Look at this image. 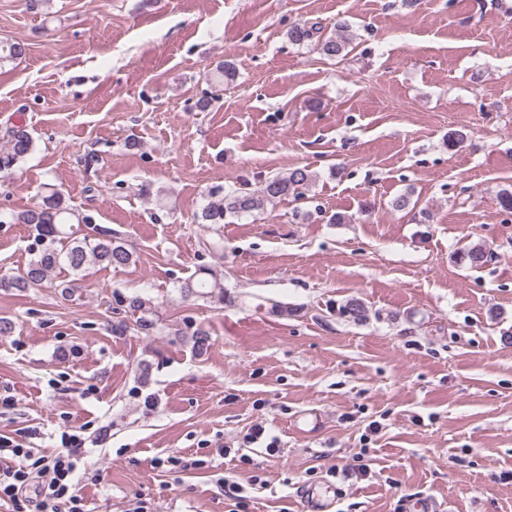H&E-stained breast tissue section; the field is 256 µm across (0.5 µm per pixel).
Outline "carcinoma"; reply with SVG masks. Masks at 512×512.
Segmentation results:
<instances>
[{
    "label": "carcinoma",
    "mask_w": 512,
    "mask_h": 512,
    "mask_svg": "<svg viewBox=\"0 0 512 512\" xmlns=\"http://www.w3.org/2000/svg\"><path fill=\"white\" fill-rule=\"evenodd\" d=\"M347 29L345 25L336 30V34L324 37L319 23L303 22L288 30V39L298 46L315 41L325 56L339 57L351 43ZM25 52V46L19 42L0 40V64L13 61ZM8 135L7 146L0 149L1 173L16 169L34 150L33 137L25 126L12 127ZM315 177L316 174L305 167L294 168L286 175L267 178L256 192L212 190L206 196L197 221L217 231L244 215L264 209L276 199L304 197ZM0 223L27 225L37 245L33 258L22 270L0 277V288L35 291L44 287L51 274L58 270L67 273L59 287L72 291L83 273L93 265L119 269L133 262V251L118 241L112 230L99 226L93 214L68 207L60 192L53 188L41 194L39 200L25 211L0 214ZM76 224L84 225L90 232L79 233L73 229ZM491 260L492 255L480 245L470 246L459 254V261L472 268L481 267ZM179 290L186 299L205 297L218 304L224 303V281L207 267L198 269L183 280ZM128 309L135 314L136 332L149 336L157 331L158 319L151 300L132 296L128 299Z\"/></svg>",
    "instance_id": "cac0c4a2"
}]
</instances>
